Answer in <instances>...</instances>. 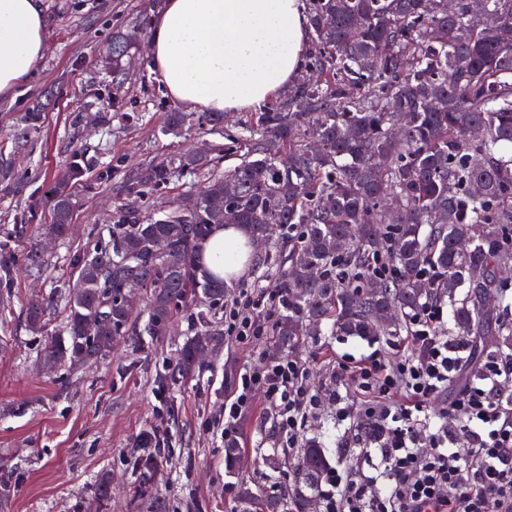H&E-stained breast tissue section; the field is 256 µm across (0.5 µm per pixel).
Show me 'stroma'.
Segmentation results:
<instances>
[{"mask_svg":"<svg viewBox=\"0 0 512 512\" xmlns=\"http://www.w3.org/2000/svg\"><path fill=\"white\" fill-rule=\"evenodd\" d=\"M47 18L45 51L28 80L0 97V166L14 178L0 181V234H9L18 256L33 246V230L46 223L45 192L65 171L73 153L95 161L74 194L77 206L68 239L45 250L40 269L20 272L7 292L0 291V512H85L101 474L112 476V496L99 512H235L237 490L256 483L266 489L287 482L288 473L269 475L261 467V412L250 414L236 446V467L224 463L220 436L206 432L218 417L243 361L258 351L222 341L208 367L194 380L169 385L156 398L158 377L167 370L177 343L193 329L181 320L162 342L144 340L134 348L121 343L106 361L44 373L41 349L54 338L64 317L53 311L43 332L28 328L25 302L52 295L67 281L72 257L91 233L107 234L113 204L122 199L127 173L152 160L176 155L197 142H222V134L203 135L187 127L164 134L166 115L178 111L141 39L122 85L96 63L116 30L138 24L149 0H41ZM26 112L42 113L40 129L25 146L16 131ZM104 112L109 125L89 124ZM387 340L323 336L296 351L308 366V384L332 385V357L359 358L387 349ZM168 432L169 441L154 476L159 498L136 490L131 475L139 451L132 443L150 429ZM235 492L226 495L225 484Z\"/></svg>","mask_w":512,"mask_h":512,"instance_id":"stroma-1","label":"stroma"}]
</instances>
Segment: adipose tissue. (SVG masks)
Wrapping results in <instances>:
<instances>
[{"label": "adipose tissue", "mask_w": 512, "mask_h": 512, "mask_svg": "<svg viewBox=\"0 0 512 512\" xmlns=\"http://www.w3.org/2000/svg\"><path fill=\"white\" fill-rule=\"evenodd\" d=\"M40 0H0V95L24 82L44 52ZM303 0H164L151 21L150 54L178 104L245 112L272 101L304 67ZM245 227L216 228L204 260L240 273L250 252Z\"/></svg>", "instance_id": "ef3b65f1"}]
</instances>
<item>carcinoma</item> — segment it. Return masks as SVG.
<instances>
[{
    "label": "carcinoma",
    "mask_w": 512,
    "mask_h": 512,
    "mask_svg": "<svg viewBox=\"0 0 512 512\" xmlns=\"http://www.w3.org/2000/svg\"><path fill=\"white\" fill-rule=\"evenodd\" d=\"M471 2L306 0L307 74L213 152L150 161L126 180V195L137 199L187 175L202 188L160 218L144 203L117 205L110 239L88 240L51 299L26 303L32 332L53 308L65 310L43 365L103 361L113 343L161 341L185 317L199 328L164 380L197 376L221 336L208 312L231 292L202 261L217 224L243 225L266 242L255 264L268 270L288 244L271 330L281 354L325 328L332 336H398L424 302L446 298L479 353L512 358V344L500 342L512 335L500 279L512 266V0H484L492 25ZM135 40L134 31L113 36L116 86ZM194 124L223 134L224 113L171 112L167 131ZM313 139L324 143L319 154ZM231 153L241 162L220 169L219 157ZM88 169L73 153L66 180L48 190V223L36 233L65 239L73 187ZM17 269L10 237L0 236L1 288ZM462 286L468 291L458 299ZM138 295L147 300L141 326L131 316ZM262 466L292 478L271 493L244 487L238 512H309L328 462L312 441L293 455L275 448Z\"/></svg>",
    "instance_id": "cac0c4a2"
}]
</instances>
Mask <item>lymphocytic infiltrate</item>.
<instances>
[{
  "mask_svg": "<svg viewBox=\"0 0 512 512\" xmlns=\"http://www.w3.org/2000/svg\"><path fill=\"white\" fill-rule=\"evenodd\" d=\"M277 299L276 290L245 288L225 300L228 340L255 348ZM466 348L448 336L443 302L431 301L412 314L393 351L337 362L328 389H310L307 367L292 356L246 362L224 397L220 436L237 439L261 403L278 447L297 448L326 410L343 434L319 487L321 512H512V363L486 356L449 393ZM373 451L380 468L369 475L360 461Z\"/></svg>",
  "mask_w": 512,
  "mask_h": 512,
  "instance_id": "1",
  "label": "lymphocytic infiltrate"
}]
</instances>
